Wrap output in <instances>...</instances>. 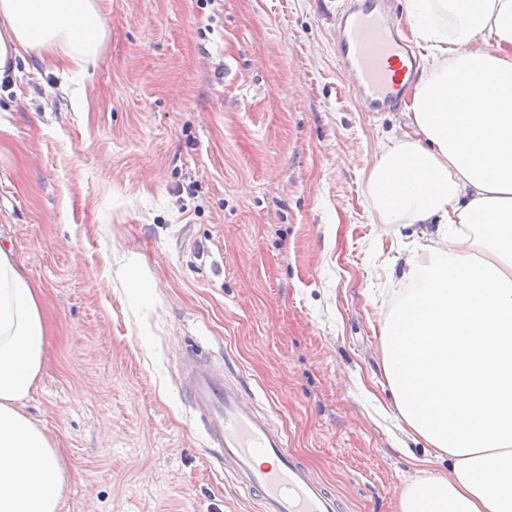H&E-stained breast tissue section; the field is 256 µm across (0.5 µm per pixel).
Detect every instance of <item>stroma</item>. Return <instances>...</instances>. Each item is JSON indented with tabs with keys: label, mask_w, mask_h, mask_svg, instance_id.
Returning <instances> with one entry per match:
<instances>
[{
	"label": "stroma",
	"mask_w": 512,
	"mask_h": 512,
	"mask_svg": "<svg viewBox=\"0 0 512 512\" xmlns=\"http://www.w3.org/2000/svg\"><path fill=\"white\" fill-rule=\"evenodd\" d=\"M99 2L82 78L32 56L0 76V246L41 290L25 410L70 474L63 512H257L184 396L190 351L347 512H397L425 444L381 326L424 227L380 235L366 180L403 112L349 89L336 0Z\"/></svg>",
	"instance_id": "obj_1"
}]
</instances>
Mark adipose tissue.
I'll use <instances>...</instances> for the list:
<instances>
[{
    "instance_id": "1",
    "label": "adipose tissue",
    "mask_w": 512,
    "mask_h": 512,
    "mask_svg": "<svg viewBox=\"0 0 512 512\" xmlns=\"http://www.w3.org/2000/svg\"><path fill=\"white\" fill-rule=\"evenodd\" d=\"M427 67L410 131L381 140L367 175L380 234L426 224L405 291L382 321L405 433L447 474L411 482L399 512H512V0H404ZM106 35L98 0H0V73L23 53L78 72ZM40 291L0 247V512H62L68 477L23 410L44 369Z\"/></svg>"
}]
</instances>
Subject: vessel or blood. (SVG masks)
I'll return each instance as SVG.
<instances>
[{"label": "vessel or blood", "instance_id": "1", "mask_svg": "<svg viewBox=\"0 0 512 512\" xmlns=\"http://www.w3.org/2000/svg\"><path fill=\"white\" fill-rule=\"evenodd\" d=\"M336 54L374 112H395L419 74L415 49L401 40L390 0H345L335 16ZM181 385L206 424L220 460L260 512H342L323 481L287 447L272 420L246 401L222 367L189 354L180 362Z\"/></svg>", "mask_w": 512, "mask_h": 512}]
</instances>
